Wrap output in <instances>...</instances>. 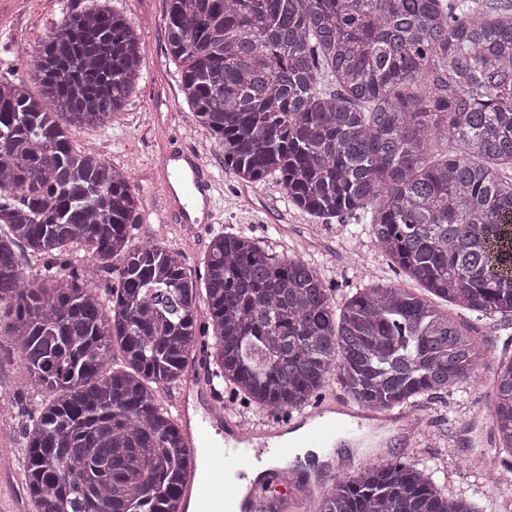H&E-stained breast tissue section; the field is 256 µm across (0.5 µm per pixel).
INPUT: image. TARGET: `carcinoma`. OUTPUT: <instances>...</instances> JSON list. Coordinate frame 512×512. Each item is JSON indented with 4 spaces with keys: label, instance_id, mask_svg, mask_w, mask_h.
Returning a JSON list of instances; mask_svg holds the SVG:
<instances>
[{
    "label": "carcinoma",
    "instance_id": "obj_1",
    "mask_svg": "<svg viewBox=\"0 0 512 512\" xmlns=\"http://www.w3.org/2000/svg\"><path fill=\"white\" fill-rule=\"evenodd\" d=\"M180 90L239 179L276 180L322 220L356 217L401 284L334 288L247 230L220 232L203 271L134 244L128 171L74 148L142 77L136 26L108 8L66 11L28 51L35 96L0 79V337L45 392L24 427L35 512H187L191 455L157 396L206 349L230 402L309 410L332 381L356 407L410 411L468 393L487 346L434 301L512 315V11L473 0H167ZM442 141L446 153L434 156ZM78 245L115 272L100 289L69 263L35 278L24 251ZM208 325L197 326L200 307ZM122 361L116 362L115 351ZM486 452L512 458V355L494 365ZM474 510L432 458L343 477L316 512H500L512 464Z\"/></svg>",
    "mask_w": 512,
    "mask_h": 512
}]
</instances>
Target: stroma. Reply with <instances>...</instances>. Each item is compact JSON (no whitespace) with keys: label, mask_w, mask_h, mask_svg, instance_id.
<instances>
[{"label":"stroma","mask_w":512,"mask_h":512,"mask_svg":"<svg viewBox=\"0 0 512 512\" xmlns=\"http://www.w3.org/2000/svg\"><path fill=\"white\" fill-rule=\"evenodd\" d=\"M103 6L132 21L144 22L143 75L116 119L101 129L74 132L73 146L114 165L130 167L142 209L149 212L155 193L152 157L170 134L160 127L158 119L173 114L179 122L175 132L210 158V167L224 192L223 210L203 235L169 224L140 223L133 232L135 241L162 244L178 252L188 270L196 271L203 267L206 246L214 232L244 227L254 237L271 238L274 251L286 250L311 263L334 284L337 294L370 284L403 282V273L376 250L367 235H354L353 221L319 220L288 204L274 182L247 185L225 167L223 154L209 132L197 124L180 92L181 66L167 51L166 0H0V78L24 80L30 92H39V85L28 75L29 61L18 55V47L36 46L67 8ZM453 315L485 341L492 356L512 350V317L479 320L458 308ZM479 379L475 397L454 393L426 402L423 413L427 426L413 438H405L389 425L371 428L355 452L349 453V460L370 466L396 456L438 458L449 492L465 496L479 510L484 505L479 492L483 478L495 476L501 469L499 462L477 460L488 434L486 425L474 418L471 401L488 398L492 367L480 369ZM41 395V388L29 382L10 340L1 337L0 404L7 413L0 416V445L10 448L13 455L25 449L27 410Z\"/></svg>","instance_id":"1"}]
</instances>
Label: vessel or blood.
Instances as JSON below:
<instances>
[{
    "label": "vessel or blood",
    "instance_id": "b4317fda",
    "mask_svg": "<svg viewBox=\"0 0 512 512\" xmlns=\"http://www.w3.org/2000/svg\"><path fill=\"white\" fill-rule=\"evenodd\" d=\"M157 183V211L161 223L197 231L214 223L217 216V182L204 166L195 148L188 145H162L153 160ZM175 408L182 433L190 449L201 450L207 460V473L188 476L184 495L195 505L194 512H265L268 505L302 506L303 497L294 486L267 469L268 461L288 462L292 448L284 436L289 424L305 429L308 447L335 454L341 439L358 438L367 425V416L353 412L339 419L345 404L329 399L309 413L284 421L268 418L245 427L241 418L220 410L212 387L196 373H188L176 399ZM259 471L250 480L251 471ZM249 481L248 500H240L242 481Z\"/></svg>",
    "mask_w": 512,
    "mask_h": 512
}]
</instances>
